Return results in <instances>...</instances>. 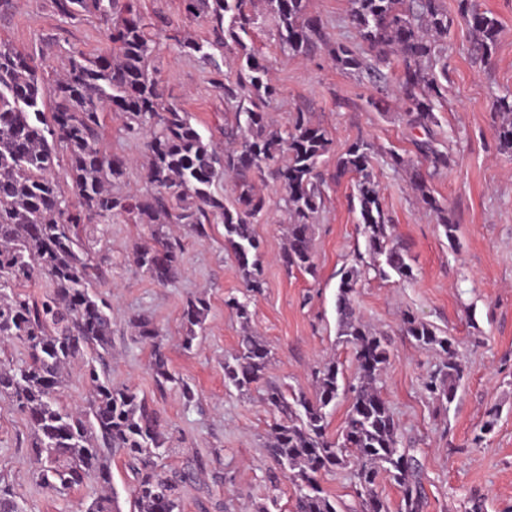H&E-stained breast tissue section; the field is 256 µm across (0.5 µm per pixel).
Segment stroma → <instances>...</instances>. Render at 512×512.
Returning a JSON list of instances; mask_svg holds the SVG:
<instances>
[{
	"label": "stroma",
	"instance_id": "stroma-1",
	"mask_svg": "<svg viewBox=\"0 0 512 512\" xmlns=\"http://www.w3.org/2000/svg\"><path fill=\"white\" fill-rule=\"evenodd\" d=\"M441 2L450 21L448 92L434 111L432 132L447 148L449 163L438 169L415 152L413 142L424 132L407 125L395 77L373 85L331 61L329 46L355 39L346 0H308L309 13L321 20L327 37L326 45L309 56L284 59L269 15L246 39L280 89L268 109L274 126L285 127L290 112L299 108L310 112L332 141L319 162L329 183L313 236L315 274L282 265L284 192L270 177L257 184L266 201L254 225L263 244L264 285L250 300L251 327L266 340L272 361L250 391L239 392L224 381V360L242 334L226 302L246 289L224 246L223 224L207 225L203 237L182 230L181 273L165 285L133 261L135 246L151 237L149 225L131 224L122 216L84 225L81 236L98 267L94 287L111 305L113 385L131 387L152 402L171 449L167 469H182L200 457L208 461L197 482L184 488L182 512H253L267 497L271 460L266 442L273 422L264 401L267 385L312 393L315 370L332 358L343 385L355 381L354 351L337 335L336 286L338 271L351 264L365 242L351 207L354 183L334 173L337 158L360 137L375 147L373 172L391 217L388 233L407 246L413 275L367 277L354 304L388 344L380 387L399 425L402 447L414 449L422 465L424 512H512V156L497 149L499 120L492 111L494 96L512 93V0H473L500 22L497 50L488 61L475 51L459 0ZM134 7L158 41L149 68L166 98L187 112L205 139L223 144L224 94L213 70L168 37L177 30L201 42L209 36L207 26L186 19L182 0H134ZM0 42L50 71L62 69L73 54H97L110 46L107 26L98 16L61 18L52 0H19L16 9L0 16ZM99 146L130 158L123 188H145L144 137L129 136L120 117L109 116ZM392 150L421 167L432 195L457 226L455 241H448L407 173L387 165ZM200 295L208 312L187 348L182 312L188 299ZM406 314L454 342L463 377L450 406H442L425 388L442 356L418 348L406 336L401 323ZM140 317L160 329L169 368L192 388L193 402H185L179 388L158 390L151 347L133 327ZM492 408L497 416L491 431L474 443ZM30 436L27 420L0 398V477L13 485L27 512H83V492L60 496L37 483Z\"/></svg>",
	"mask_w": 512,
	"mask_h": 512
}]
</instances>
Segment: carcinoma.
I'll list each match as a JSON object with an SVG mask.
<instances>
[{"label":"carcinoma","instance_id":"obj_1","mask_svg":"<svg viewBox=\"0 0 512 512\" xmlns=\"http://www.w3.org/2000/svg\"><path fill=\"white\" fill-rule=\"evenodd\" d=\"M308 0H265L266 11L277 17V34L287 58L308 56L326 43L321 20L307 14ZM56 13L75 18L98 14L110 24V50L87 57L72 56L61 73L44 75L31 57L0 45V341H17L26 351L19 364L0 360V396H7L31 429L30 451L37 463L36 481L59 495L88 490L84 512H120L112 488V455L121 452L132 475L133 512H181L182 488L204 468L180 473L163 470L165 448L160 419L147 399L129 387H114L108 375L112 357V318L105 300L92 292L96 277L92 257L83 248L80 225L93 215H121L134 224L158 229L135 248L134 262L151 279L165 284L179 270L177 240L160 231L166 224H182L199 236L205 225L224 223L225 247L230 250L247 291L263 288L260 241L253 230L264 210L265 198L256 180L265 174L282 186L283 211L288 224L283 266L310 275L316 272L314 224L324 203L320 158L329 152L327 131L309 113L290 114L280 129L267 119L268 103L279 94L270 69L242 36L259 25L254 0H183L185 17L204 21L213 39H177L184 52L197 55L224 76L218 88L226 104L235 106L233 121L224 128L226 146L220 152L203 140L187 113L164 101L149 69L156 42L134 9L132 0H52ZM347 17L355 41L331 49L333 62L370 82L386 78L383 68L398 60L400 103L407 124L429 131L435 102L447 86L434 74L441 58L439 39L448 35V13L441 0H347ZM459 13L475 36L476 50L491 58L497 47L500 23L459 0ZM230 52L236 66L224 72L215 52ZM124 113L125 129L150 138L142 164L148 189L120 192L129 161L99 148L107 106ZM498 113L499 150L512 155V95L493 100ZM416 152L433 167L448 165V152L433 137L413 142ZM68 157V176L75 190L71 201L51 171L57 149ZM373 144L359 138L336 161V176L356 178L352 201L359 210L368 263L340 271L337 293V335L355 350L358 382L346 425L339 440L326 435L327 409L340 392L339 367L330 360L314 372V393L286 397L277 386L266 389L274 411L267 453L274 463L269 476L268 502L256 512L276 506L281 479L295 486V512H338L324 491L322 477L339 468L353 469L354 493L368 512H389L375 492L380 473H386L402 492L401 512H423L425 496L419 461L410 449L399 447L398 425L378 383L388 363L385 337L363 323L353 296L362 277L412 276L409 256L388 234L386 213L373 179ZM391 166L409 174L422 201L436 214L448 241L456 225L431 194L423 173L403 156L390 155ZM230 182L236 204L227 206L212 187ZM41 273L53 284L39 300L19 288ZM239 319L243 335L235 353L224 360L225 383L247 390L259 383L271 363L266 342L251 329L249 301H226ZM207 301H187L182 319L184 346L202 327ZM134 326L137 337L151 343L155 381L163 389L178 382L161 350L160 331L148 318ZM402 328L421 349H434L443 359L425 382L441 403L456 396L462 370L452 339L412 315ZM90 351L83 379L89 398L83 406L61 402V388L71 365ZM0 512H26L13 486L0 478Z\"/></svg>","mask_w":512,"mask_h":512}]
</instances>
